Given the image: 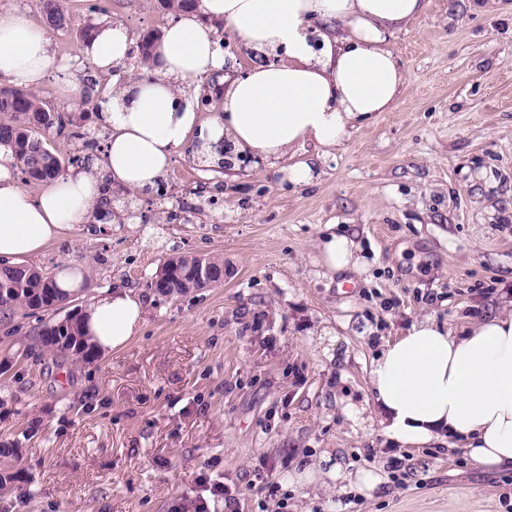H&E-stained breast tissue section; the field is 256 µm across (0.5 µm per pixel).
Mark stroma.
Returning a JSON list of instances; mask_svg holds the SVG:
<instances>
[{"label": "stroma", "mask_w": 512, "mask_h": 512, "mask_svg": "<svg viewBox=\"0 0 512 512\" xmlns=\"http://www.w3.org/2000/svg\"><path fill=\"white\" fill-rule=\"evenodd\" d=\"M66 0L75 30L51 31L57 62L92 76V100L38 93L96 143L116 89L84 54L77 27L120 23L131 40L165 29L157 0ZM389 47L405 85L396 106L327 149L249 153L226 167L180 148L153 187L113 192L111 221L64 230L31 259L49 275L83 268L78 310L109 288L146 302L141 334L91 364L56 368L22 352L48 316L0 315V441L20 439L28 493L0 512H170L224 482L238 512H512V469L473 466L448 441L396 445L369 393L387 342L432 318L452 334L512 299V0L495 14L427 0ZM358 236L365 271L326 277L327 225ZM219 257L222 283L179 297L149 289L169 258ZM404 456V477L387 468ZM329 457L346 478L382 476L371 496L318 476L287 477ZM277 486L262 491V482Z\"/></svg>", "instance_id": "1"}]
</instances>
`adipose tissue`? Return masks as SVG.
I'll return each instance as SVG.
<instances>
[{
  "label": "adipose tissue",
  "mask_w": 512,
  "mask_h": 512,
  "mask_svg": "<svg viewBox=\"0 0 512 512\" xmlns=\"http://www.w3.org/2000/svg\"><path fill=\"white\" fill-rule=\"evenodd\" d=\"M426 0H199L179 13L155 49L158 76L127 79L117 69L131 40L121 24L95 29L84 53L113 71L118 92L102 119L110 129L105 178L73 171L33 195L19 184L10 148L0 145V260L38 254L63 230L87 223L105 185L143 190L168 170L189 139L217 160L220 141L278 159L307 143L340 145L356 126L395 105L404 72L386 41L418 17ZM224 22L265 63L227 80L224 110L203 120L176 83L199 86L223 68L215 22ZM54 79L78 88L57 63L48 32L22 12L0 16V80L25 87ZM327 275L362 271L360 244L332 233L318 245ZM144 304L127 288L108 289L82 310V330L100 351L138 336ZM373 398L387 413L384 431L397 443L456 438L473 464L512 468V300L455 336L432 319L412 325L373 362Z\"/></svg>",
  "instance_id": "1"
}]
</instances>
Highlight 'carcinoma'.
Masks as SVG:
<instances>
[{
	"label": "carcinoma",
	"instance_id": "1",
	"mask_svg": "<svg viewBox=\"0 0 512 512\" xmlns=\"http://www.w3.org/2000/svg\"><path fill=\"white\" fill-rule=\"evenodd\" d=\"M42 12L50 26L64 29L72 25V19L62 7V0H42ZM161 39L158 30L148 31L140 36L137 48L143 62L153 60L154 47ZM0 114L8 120H0V144L9 146L14 153L16 165L31 180L48 183L63 174L60 155L52 150L45 134L60 135L72 121L58 112L49 110L38 94L14 86L0 85ZM50 288L45 298L46 311L55 313L67 301L60 293L54 279L42 269L29 265L25 270L16 267H0V312L9 316L26 315L33 309L37 290ZM37 346L40 353L51 357L58 366L74 357L91 363L98 359L95 346L88 342L81 330L80 314L70 312L62 319H50L43 323L38 332ZM0 458L7 465L0 468V496L10 495L30 483L25 466L21 465L20 442L17 440L0 443Z\"/></svg>",
	"mask_w": 512,
	"mask_h": 512
}]
</instances>
